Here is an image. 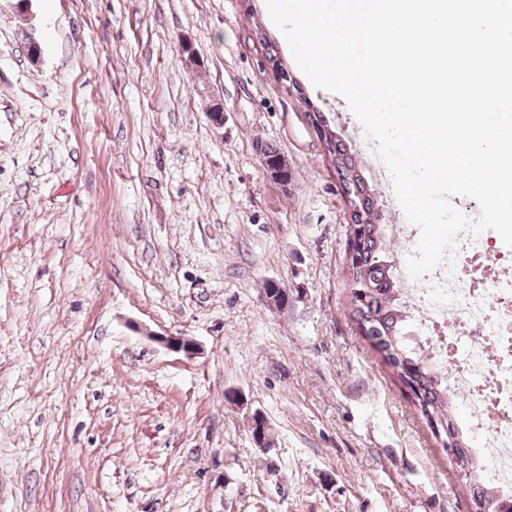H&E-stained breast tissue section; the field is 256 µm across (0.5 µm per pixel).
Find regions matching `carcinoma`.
<instances>
[{
  "label": "carcinoma",
  "instance_id": "1",
  "mask_svg": "<svg viewBox=\"0 0 512 512\" xmlns=\"http://www.w3.org/2000/svg\"><path fill=\"white\" fill-rule=\"evenodd\" d=\"M327 150L337 171L356 188L354 200L358 211L352 213L351 222L346 225V236L354 237L358 245L348 271L349 309L359 334L381 363L391 369L397 382L408 388L413 404L428 426L439 427L445 440L453 438L449 447L458 449V454L451 462L464 475L466 489L474 488L489 500L502 503L500 512H512V494L486 482L484 461L458 423L447 372L436 364L432 347L422 344V336L410 330L403 288L393 274L385 248L387 225L366 220L368 215L378 217V212L358 165L335 136ZM263 165L271 175L288 178V166L277 149L264 148Z\"/></svg>",
  "mask_w": 512,
  "mask_h": 512
}]
</instances>
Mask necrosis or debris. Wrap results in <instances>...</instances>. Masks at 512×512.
I'll return each instance as SVG.
<instances>
[{
    "instance_id": "4bbe7bcc",
    "label": "necrosis or debris",
    "mask_w": 512,
    "mask_h": 512,
    "mask_svg": "<svg viewBox=\"0 0 512 512\" xmlns=\"http://www.w3.org/2000/svg\"><path fill=\"white\" fill-rule=\"evenodd\" d=\"M454 266L460 303L433 306L416 288L422 332L439 336L448 388L482 430L478 447L489 481L512 491V277L490 233L463 239Z\"/></svg>"
}]
</instances>
